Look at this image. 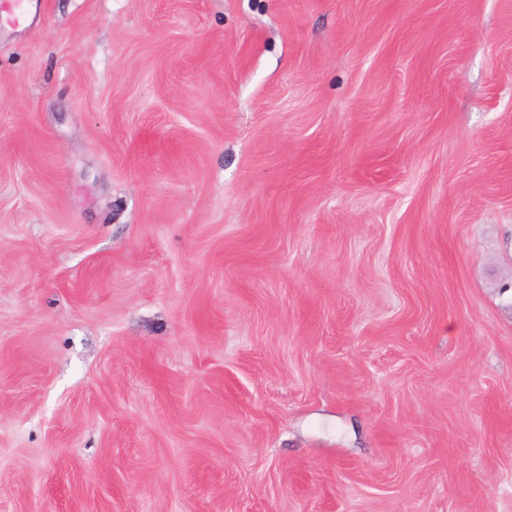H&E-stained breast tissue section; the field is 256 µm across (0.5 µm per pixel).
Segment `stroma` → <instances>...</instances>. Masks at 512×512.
Wrapping results in <instances>:
<instances>
[{"instance_id": "stroma-1", "label": "stroma", "mask_w": 512, "mask_h": 512, "mask_svg": "<svg viewBox=\"0 0 512 512\" xmlns=\"http://www.w3.org/2000/svg\"><path fill=\"white\" fill-rule=\"evenodd\" d=\"M0 19V512H512V0Z\"/></svg>"}]
</instances>
